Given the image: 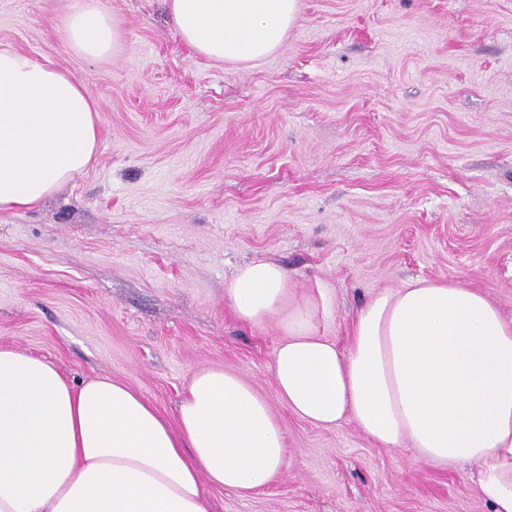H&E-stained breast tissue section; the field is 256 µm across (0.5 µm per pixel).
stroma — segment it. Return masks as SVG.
<instances>
[{
	"label": "stroma",
	"mask_w": 512,
	"mask_h": 512,
	"mask_svg": "<svg viewBox=\"0 0 512 512\" xmlns=\"http://www.w3.org/2000/svg\"><path fill=\"white\" fill-rule=\"evenodd\" d=\"M72 0H0V48L64 69L96 104L82 173L0 211V346L73 384L121 382L169 423L202 368L241 373L286 440L280 475L211 512H489L468 467L385 449L291 412L270 372L277 322L224 295L275 261L318 332L346 347L373 295L454 280L512 318V0H299L279 51L231 66L179 37L165 0H99L119 32L73 53Z\"/></svg>",
	"instance_id": "obj_1"
}]
</instances>
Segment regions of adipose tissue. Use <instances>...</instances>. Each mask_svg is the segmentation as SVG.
<instances>
[{
	"label": "adipose tissue",
	"mask_w": 512,
	"mask_h": 512,
	"mask_svg": "<svg viewBox=\"0 0 512 512\" xmlns=\"http://www.w3.org/2000/svg\"><path fill=\"white\" fill-rule=\"evenodd\" d=\"M166 4L186 45L239 65L277 52L298 14V0ZM63 26L87 58L118 42L98 0H76ZM97 146L95 104L77 78L0 50V209L36 206ZM290 288L282 265L261 261L239 268L225 295L240 321L278 322L271 374L291 411L324 427L353 420L427 464L473 466L479 498L512 512V319L480 290L412 280L356 312L342 351L318 334L317 300L296 303ZM284 455L280 421L238 372H194L172 424L123 383L77 387L0 346V512H208L204 486L249 494Z\"/></svg>",
	"instance_id": "adipose-tissue-1"
}]
</instances>
